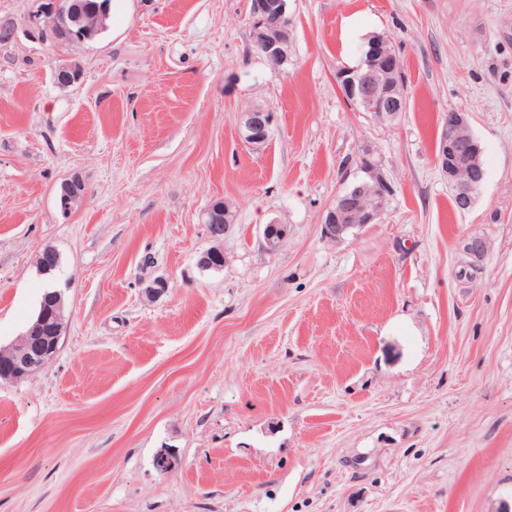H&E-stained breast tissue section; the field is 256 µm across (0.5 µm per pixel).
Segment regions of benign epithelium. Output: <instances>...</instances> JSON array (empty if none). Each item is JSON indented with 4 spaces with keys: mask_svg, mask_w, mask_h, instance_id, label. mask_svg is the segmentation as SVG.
<instances>
[{
    "mask_svg": "<svg viewBox=\"0 0 512 512\" xmlns=\"http://www.w3.org/2000/svg\"><path fill=\"white\" fill-rule=\"evenodd\" d=\"M289 0H251L252 38L269 59L282 63L288 59L292 39L288 17ZM102 12L87 15L80 3L68 4L65 0H41L39 9L29 17L30 32L38 33L47 40L49 28L66 27L77 31L70 43H82L105 28ZM82 78V69L73 65H60L54 71V79L61 87H69ZM339 84L346 96L363 103L369 111L379 114L400 110L403 97V79L394 59L384 49L383 42H376L367 53L362 64L348 68L339 74ZM272 113L259 108L249 109L240 115L239 133L248 144H264L272 129ZM470 130L464 112L452 114L451 131L444 134L441 150L436 155L437 163L448 183L456 191L460 208L471 206L473 188L471 175L479 164L481 149L478 143L468 140L463 143L458 132ZM362 169L369 181L357 185L353 190L336 197V202L327 209L323 219L324 237L332 242L343 240L352 230L367 224H376L385 211L388 189L382 175L375 166L364 161ZM83 197L80 181L73 177L61 183L57 192L58 204L65 214L70 213ZM204 223L212 224L210 233L213 245L202 252L199 266L205 270H220L227 262L222 246L232 223L227 220L224 201L213 202L204 212ZM288 236V225L273 222L262 231L263 247L269 253L276 252ZM64 293L52 290L45 294L40 311L29 328L15 343L3 350L10 360L7 371L0 372V379L19 380L40 370L57 354L65 323ZM155 468L169 474L178 467V460L168 448L158 450L154 456Z\"/></svg>",
    "mask_w": 512,
    "mask_h": 512,
    "instance_id": "benign-epithelium-1",
    "label": "benign epithelium"
}]
</instances>
